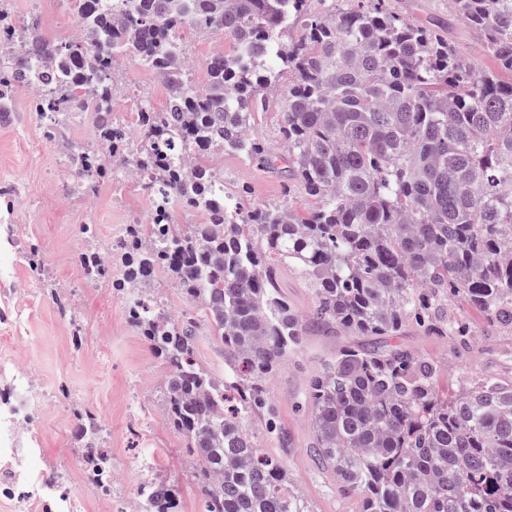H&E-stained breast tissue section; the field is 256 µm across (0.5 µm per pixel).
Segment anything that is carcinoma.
Returning <instances> with one entry per match:
<instances>
[{
	"label": "carcinoma",
	"instance_id": "cac0c4a2",
	"mask_svg": "<svg viewBox=\"0 0 512 512\" xmlns=\"http://www.w3.org/2000/svg\"><path fill=\"white\" fill-rule=\"evenodd\" d=\"M67 2L93 39H51L36 16L16 28L0 9V112L28 84L51 137L69 114L94 115L92 144L69 148L72 193L93 195L129 165L142 172L162 223L124 229L114 273L91 253L76 261L90 280L113 273L165 368L169 419L202 466L204 512H311L267 450L294 445L269 380L307 337L394 339L411 324L467 346L475 332L458 302L512 330V0H448L480 39L481 69L445 30L387 0L340 13L312 0H115L118 30L99 0ZM186 29L230 43L206 59L202 87L170 52ZM125 56L165 70L168 94L162 109L139 104L134 147L112 115V60ZM285 72L276 154L248 129ZM229 151L316 206L246 214L217 201L212 161ZM177 209L200 221L176 223ZM283 268L310 290L304 313L281 292ZM159 271L197 313L173 317L131 292ZM202 325L223 346L222 377L197 360ZM441 371L385 342L319 363L304 392L310 452L360 512H512V383L485 378L449 397ZM100 431L93 414L78 418L96 484L97 462L112 461L95 446ZM141 491L152 512H177L172 487Z\"/></svg>",
	"mask_w": 512,
	"mask_h": 512
}]
</instances>
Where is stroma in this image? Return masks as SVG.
<instances>
[{"mask_svg":"<svg viewBox=\"0 0 512 512\" xmlns=\"http://www.w3.org/2000/svg\"><path fill=\"white\" fill-rule=\"evenodd\" d=\"M17 20L38 14L47 37L67 40L77 18L61 0H9ZM404 18L446 28L449 36L475 62L484 63L473 31L448 12V0H388ZM113 112L125 118L141 99L163 107L167 91L152 71L127 58L112 69ZM32 97L18 88L8 112L0 114V407H17L28 435L11 443L9 459L0 458V484L12 485L0 497V512H47L29 477L55 473L76 503L75 512H123L150 481L178 486V512H198L199 463L172 427L165 409L164 369L138 329L129 320L126 300L110 278L86 279L75 264L77 252L94 248L110 252L125 225L136 223L151 208V197L139 183L103 182L94 199L71 194L66 172V143L47 137L32 112ZM280 91L266 95V107L252 127L253 135L270 150L285 147L277 114ZM224 191L241 194L244 209L293 205L312 208L299 188L286 187L235 155L223 158ZM94 227L93 237L80 234ZM39 247L40 271H33L24 249ZM345 337L315 336L289 357L270 380L285 426L295 446L285 458L289 477L310 512H358L360 502L329 492L330 477L319 470L308 449L309 408L302 393L321 359L345 344ZM398 344L436 361L440 385L461 391L480 378L512 381V330L482 328L477 341L460 347L449 336H426L406 329ZM93 413L101 424L112 469L121 478L101 489L85 477L87 453L75 436L80 415Z\"/></svg>","mask_w":512,"mask_h":512,"instance_id":"35a3bbf8","label":"stroma"}]
</instances>
